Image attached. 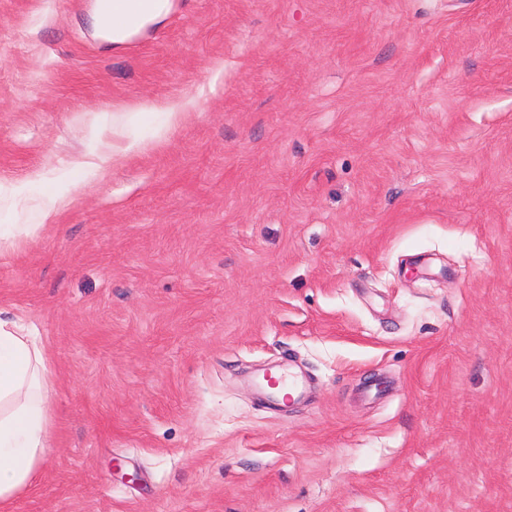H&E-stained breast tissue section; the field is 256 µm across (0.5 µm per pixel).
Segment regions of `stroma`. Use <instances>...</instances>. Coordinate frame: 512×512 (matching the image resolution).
I'll return each mask as SVG.
<instances>
[{"label": "stroma", "instance_id": "35a3bbf8", "mask_svg": "<svg viewBox=\"0 0 512 512\" xmlns=\"http://www.w3.org/2000/svg\"><path fill=\"white\" fill-rule=\"evenodd\" d=\"M90 2L0 0V227L77 183L0 254L53 388L0 512H512V0H175L113 54ZM196 106V99L191 96H182L168 99L161 104H143L129 108H117L112 112V140L107 135V125L97 124L93 128V136L98 141L101 153L86 157L78 163L80 167L95 169L103 175L104 162H120L129 156L139 152L142 146V138L133 133V128L144 120L148 112H163L164 123L152 129L153 138L161 140L168 133L181 126L189 112ZM73 186L75 185H54L50 192L51 200L49 205L41 210L43 218L42 224H23L25 226L23 232L26 237L31 238L37 236L40 229L46 223L54 222L57 216L71 204L73 198L70 196V189Z\"/></svg>", "mask_w": 512, "mask_h": 512}]
</instances>
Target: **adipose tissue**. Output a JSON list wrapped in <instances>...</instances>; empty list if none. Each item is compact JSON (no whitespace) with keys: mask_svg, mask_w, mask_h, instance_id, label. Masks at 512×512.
<instances>
[{"mask_svg":"<svg viewBox=\"0 0 512 512\" xmlns=\"http://www.w3.org/2000/svg\"><path fill=\"white\" fill-rule=\"evenodd\" d=\"M172 0H92L89 21L94 34L113 50L162 23ZM196 106L191 96L172 98L158 106L143 104L119 109L111 125H96L93 136L100 153L82 160V167L101 169L139 152L142 139L133 129L151 110L163 112L153 128L161 140L181 126ZM47 359L29 326L0 316V501L13 497L33 481L37 464L49 447L50 385Z\"/></svg>","mask_w":512,"mask_h":512,"instance_id":"obj_1","label":"adipose tissue"}]
</instances>
